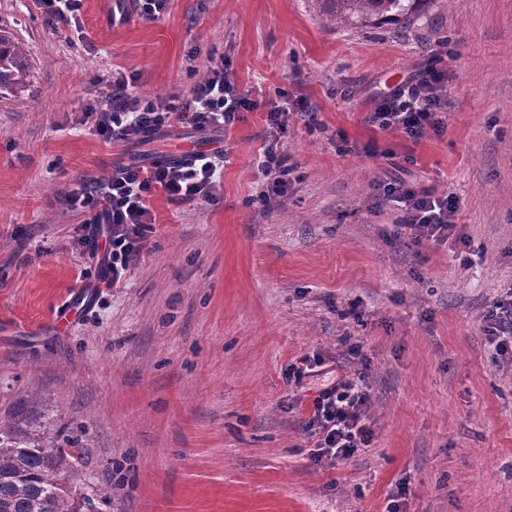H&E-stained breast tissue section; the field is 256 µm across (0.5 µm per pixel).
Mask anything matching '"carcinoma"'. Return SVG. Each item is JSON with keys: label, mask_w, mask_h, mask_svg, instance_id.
I'll use <instances>...</instances> for the list:
<instances>
[{"label": "carcinoma", "mask_w": 512, "mask_h": 512, "mask_svg": "<svg viewBox=\"0 0 512 512\" xmlns=\"http://www.w3.org/2000/svg\"><path fill=\"white\" fill-rule=\"evenodd\" d=\"M325 23L339 28L394 20L421 0H324ZM25 45L0 26V94H20L29 84ZM80 439L60 436L56 419L37 401L11 403L0 417V512H86L108 493L78 494L87 484Z\"/></svg>", "instance_id": "obj_1"}]
</instances>
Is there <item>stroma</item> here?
I'll list each match as a JSON object with an SVG mask.
<instances>
[{
	"mask_svg": "<svg viewBox=\"0 0 512 512\" xmlns=\"http://www.w3.org/2000/svg\"><path fill=\"white\" fill-rule=\"evenodd\" d=\"M1 24L31 78L0 96V413L33 396L82 429L100 512H512V365H490L482 332L512 298V0H421L359 28L326 26L317 0H167L152 22L82 0L75 27L0 0ZM210 55L259 102L223 136L213 201L156 192L147 250L93 287L75 245L91 212L66 192L199 136L108 141L85 105L118 73L186 93ZM438 59L442 134L366 123ZM298 98L317 122L291 117L288 193L267 205L266 106ZM392 179L454 197L447 240L394 238L374 191ZM313 354L351 376L370 360L372 440L332 467L310 457L314 391L288 380Z\"/></svg>",
	"mask_w": 512,
	"mask_h": 512,
	"instance_id": "1",
	"label": "stroma"
}]
</instances>
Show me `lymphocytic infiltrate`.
Returning <instances> with one entry per match:
<instances>
[{"instance_id": "obj_1", "label": "lymphocytic infiltrate", "mask_w": 512, "mask_h": 512, "mask_svg": "<svg viewBox=\"0 0 512 512\" xmlns=\"http://www.w3.org/2000/svg\"><path fill=\"white\" fill-rule=\"evenodd\" d=\"M446 70L431 67L379 96L366 118L383 132H400L413 140L441 134L445 128L438 90ZM126 75L113 76L101 99L85 109L99 135L109 140H146L177 122L201 135L204 149L186 153L171 162L146 168L119 164L101 178H90L72 190V206L91 208L78 240L81 254L96 270L98 283L116 287L147 248V228L154 221L148 200L163 191L178 203L210 201L221 180L225 154L217 147L218 132L230 130L254 111L257 103L240 91L227 72L223 59L208 57L204 72L192 89L177 97H147L132 89ZM304 104L270 105L266 112L268 144L258 164L262 176L260 197L280 199L288 189L289 171L282 147L288 136L292 113H305ZM379 203H396L399 211L398 237L412 245L442 241L452 231L456 212L454 199L393 181L376 187ZM483 332L490 347L493 366L512 363V301L498 302L485 316ZM296 382L319 381L306 428L316 442L312 460L320 465L346 459L367 447L371 430L366 424L367 388L363 377L352 378L337 369H325L320 357H303L288 370Z\"/></svg>"}]
</instances>
